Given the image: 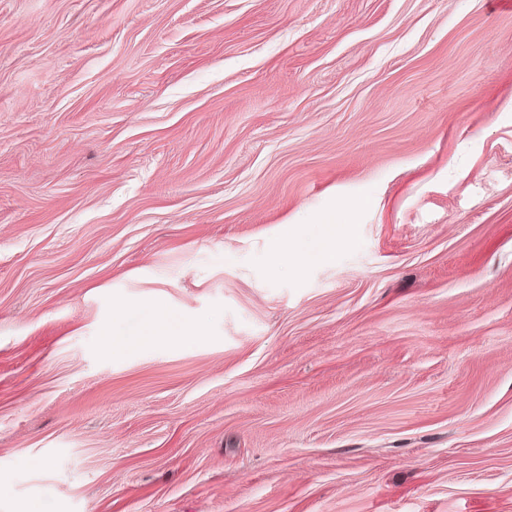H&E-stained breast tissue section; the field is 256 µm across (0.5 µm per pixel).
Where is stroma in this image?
Returning <instances> with one entry per match:
<instances>
[{
    "label": "stroma",
    "mask_w": 512,
    "mask_h": 512,
    "mask_svg": "<svg viewBox=\"0 0 512 512\" xmlns=\"http://www.w3.org/2000/svg\"><path fill=\"white\" fill-rule=\"evenodd\" d=\"M0 512H512V6L0 0ZM321 225V233L318 246L315 250L308 253L306 258L312 261L322 263L332 262L336 259V247L334 237V226L324 222ZM178 327V321H176L168 314H158L151 312L146 324L144 334L140 340L149 342L164 336L180 335L177 334Z\"/></svg>",
    "instance_id": "1"
}]
</instances>
